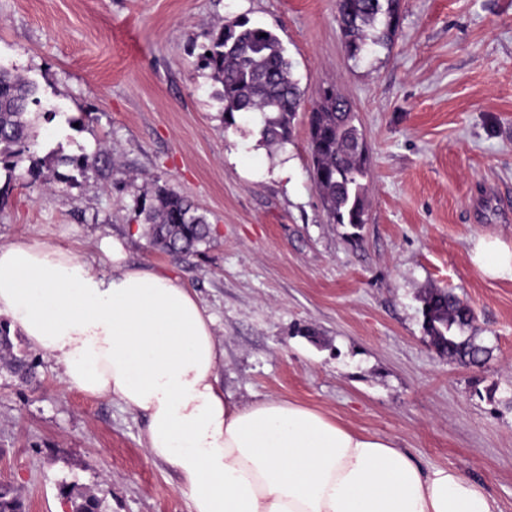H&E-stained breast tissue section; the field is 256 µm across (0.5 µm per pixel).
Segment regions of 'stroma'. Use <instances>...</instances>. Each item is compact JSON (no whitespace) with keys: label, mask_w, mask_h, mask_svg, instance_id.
<instances>
[{"label":"stroma","mask_w":512,"mask_h":512,"mask_svg":"<svg viewBox=\"0 0 512 512\" xmlns=\"http://www.w3.org/2000/svg\"><path fill=\"white\" fill-rule=\"evenodd\" d=\"M389 48L347 58L336 0H0V64L35 80L37 156L105 152L114 176L19 185L0 243L35 237L96 262L178 277L213 315L218 385L244 405L298 402L389 438L423 468L450 467L512 512V275L473 263L480 239L512 248V0H401ZM244 17L273 31L303 92L290 141L259 121L226 127L210 70L213 27ZM335 83L370 148L368 224L328 223L310 176L306 116ZM82 117L70 127L68 117ZM188 197L211 236L194 254L157 250L139 214L157 187ZM448 288L493 349L479 367L440 357L421 297ZM36 365L22 383L0 361V485L25 512H72L70 487L100 512H189L176 472L144 448L145 420Z\"/></svg>","instance_id":"35a3bbf8"}]
</instances>
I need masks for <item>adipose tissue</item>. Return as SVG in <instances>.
Here are the masks:
<instances>
[{"instance_id":"1","label":"adipose tissue","mask_w":512,"mask_h":512,"mask_svg":"<svg viewBox=\"0 0 512 512\" xmlns=\"http://www.w3.org/2000/svg\"><path fill=\"white\" fill-rule=\"evenodd\" d=\"M111 276L71 249L0 244V316L63 366V380L146 420L145 448L178 474L190 512H498L473 480L422 468L392 441L280 398L231 404L214 320L176 277L128 263Z\"/></svg>"}]
</instances>
